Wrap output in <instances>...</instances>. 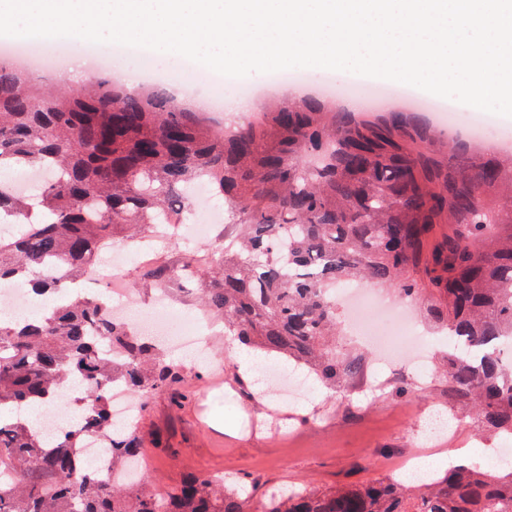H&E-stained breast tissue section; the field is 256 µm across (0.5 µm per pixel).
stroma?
<instances>
[{"label": "stroma", "instance_id": "obj_1", "mask_svg": "<svg viewBox=\"0 0 512 512\" xmlns=\"http://www.w3.org/2000/svg\"><path fill=\"white\" fill-rule=\"evenodd\" d=\"M124 274L143 303L163 291L178 310L201 308L195 294L147 277L144 266L128 265ZM426 340L431 365L424 371L414 362L415 351L381 363L356 337L342 333L338 347L358 363L356 375L335 392L310 381L307 400L293 405L240 371L228 336L213 337L208 359L177 355L194 385L179 407L170 390L149 399L145 430L162 435L168 446H147L143 485L160 491L186 473L240 477L262 496L281 487L330 488L389 476L400 459L413 455L422 461L465 450L477 461L495 456L499 438H486L471 426L469 405L452 394L436 369L448 353L447 336L431 333ZM421 409L457 415L459 423L416 450L411 443Z\"/></svg>", "mask_w": 512, "mask_h": 512}]
</instances>
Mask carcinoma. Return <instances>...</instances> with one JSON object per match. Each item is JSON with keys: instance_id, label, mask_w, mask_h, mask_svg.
<instances>
[{"instance_id": "obj_1", "label": "carcinoma", "mask_w": 512, "mask_h": 512, "mask_svg": "<svg viewBox=\"0 0 512 512\" xmlns=\"http://www.w3.org/2000/svg\"><path fill=\"white\" fill-rule=\"evenodd\" d=\"M51 162L61 179L32 198L0 189V281L66 298L34 323L0 321V512H512V466L449 467L423 481L292 488L257 500L185 475L161 492L109 481L82 453L90 434L112 468L142 457L134 423L114 428L111 385L149 398L189 379L157 345L74 281L128 228L179 224L183 190L202 178L239 233L209 265L198 251L149 275L200 283L203 307L250 348L305 367L330 390L355 367L336 349L323 289L354 277L390 284L457 341L446 372L480 428L512 435V164L445 141L418 117L359 118L285 99L230 135L159 86L134 93L102 74L46 91L0 64V171ZM83 384L79 415L51 434L16 415Z\"/></svg>"}]
</instances>
